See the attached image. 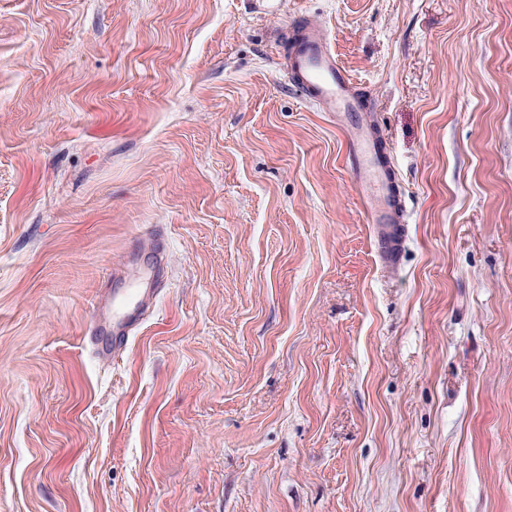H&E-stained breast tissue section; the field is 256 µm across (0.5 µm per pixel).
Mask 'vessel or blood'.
<instances>
[{"mask_svg":"<svg viewBox=\"0 0 512 512\" xmlns=\"http://www.w3.org/2000/svg\"><path fill=\"white\" fill-rule=\"evenodd\" d=\"M286 67L293 88L318 111L343 121L349 151L347 163L356 180L362 202L371 223L376 226L379 259L393 266L399 260L404 243L405 214L395 191V175L390 158L379 138L361 99L355 94L352 80L336 60L328 35L316 22H300L290 44ZM157 288L138 289V300L130 314L100 302L90 330H97L104 320H111L114 341L111 351L101 352V359L120 354L128 337L151 310Z\"/></svg>","mask_w":512,"mask_h":512,"instance_id":"b4317fda","label":"vessel or blood"}]
</instances>
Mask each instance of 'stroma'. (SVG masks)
Wrapping results in <instances>:
<instances>
[{"instance_id":"stroma-1","label":"stroma","mask_w":512,"mask_h":512,"mask_svg":"<svg viewBox=\"0 0 512 512\" xmlns=\"http://www.w3.org/2000/svg\"><path fill=\"white\" fill-rule=\"evenodd\" d=\"M306 18L392 158L396 269L282 71ZM0 512H512V0H0ZM158 294L157 288L154 284L149 288H138V300L132 313L128 315H121L120 307L112 305V330L115 335L114 341L112 337V353L110 351L98 352L101 359H109L119 356L120 352L124 349L128 337L132 334L136 326L141 322L146 313L153 307L154 301Z\"/></svg>"}]
</instances>
